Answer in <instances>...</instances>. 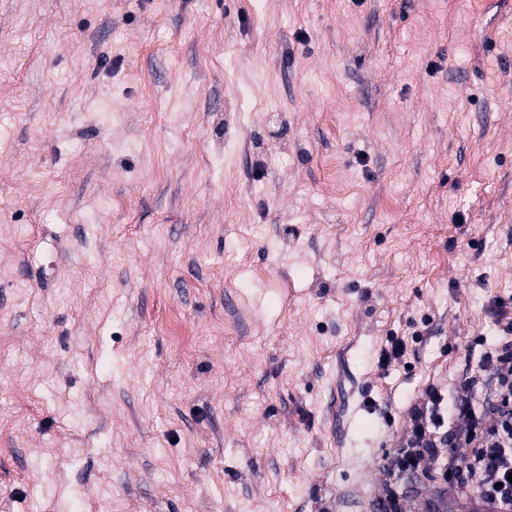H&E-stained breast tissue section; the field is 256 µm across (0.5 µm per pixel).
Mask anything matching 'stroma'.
I'll list each match as a JSON object with an SVG mask.
<instances>
[{
	"mask_svg": "<svg viewBox=\"0 0 512 512\" xmlns=\"http://www.w3.org/2000/svg\"><path fill=\"white\" fill-rule=\"evenodd\" d=\"M500 301L512 0H0V512H485ZM497 317L498 345L482 354L477 372L463 384L465 389L474 391L482 384L481 372H491L495 380L489 399L492 421L486 423L477 417L466 400H450L447 392L431 387L424 402L412 410L406 450L398 466L428 468L438 464L439 448L444 445L455 448L451 446L463 442L471 448L470 454L449 467L456 484L472 488L492 512H511L512 483L508 481V473L512 472V316L501 311ZM456 413L468 415L470 422L464 429L448 435V418ZM496 483L501 486L495 487Z\"/></svg>",
	"mask_w": 512,
	"mask_h": 512,
	"instance_id": "35a3bbf8",
	"label": "stroma"
}]
</instances>
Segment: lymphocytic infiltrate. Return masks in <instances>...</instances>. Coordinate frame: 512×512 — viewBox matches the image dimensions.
<instances>
[{
  "label": "lymphocytic infiltrate",
  "instance_id": "f902f5d3",
  "mask_svg": "<svg viewBox=\"0 0 512 512\" xmlns=\"http://www.w3.org/2000/svg\"><path fill=\"white\" fill-rule=\"evenodd\" d=\"M500 341L485 351L479 372L467 377L464 387L476 390L481 372H491L495 386L489 403L491 422L471 413L466 400L449 399L447 393L432 387L421 405L411 414V426L399 467L425 469L438 464L442 447L456 443L467 445L470 453L450 467L457 485L473 489L493 512H512V315L500 312L497 318ZM468 415V425L447 434L448 419L453 414Z\"/></svg>",
  "mask_w": 512,
  "mask_h": 512
}]
</instances>
